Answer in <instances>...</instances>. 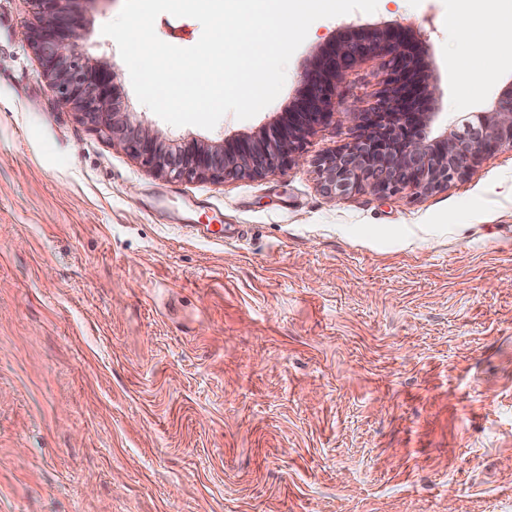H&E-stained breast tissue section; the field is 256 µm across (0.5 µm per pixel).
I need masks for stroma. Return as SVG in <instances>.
I'll return each instance as SVG.
<instances>
[{
	"instance_id": "35a3bbf8",
	"label": "stroma",
	"mask_w": 512,
	"mask_h": 512,
	"mask_svg": "<svg viewBox=\"0 0 512 512\" xmlns=\"http://www.w3.org/2000/svg\"><path fill=\"white\" fill-rule=\"evenodd\" d=\"M122 5L72 0L81 50L171 147L278 118L351 25L428 44L436 130L512 83L491 53L459 76L465 17L499 0H380L313 22L253 118L175 127L101 32ZM32 20L0 0V512H512V149L429 193L335 204L309 164L172 181L59 104ZM382 77L370 61L342 84L308 159L351 139L345 111Z\"/></svg>"
}]
</instances>
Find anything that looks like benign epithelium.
<instances>
[{
	"label": "benign epithelium",
	"instance_id": "obj_1",
	"mask_svg": "<svg viewBox=\"0 0 512 512\" xmlns=\"http://www.w3.org/2000/svg\"><path fill=\"white\" fill-rule=\"evenodd\" d=\"M29 2L35 23L28 41L39 62V76L63 106L119 140L130 155L160 175L223 182L259 179L308 163L335 203L366 189L391 197L446 187L470 174L483 155L512 148V83L490 111L474 116L460 130L431 136L435 88L420 67L426 44L385 25L323 49L301 72L288 111L258 133L211 146L189 139L173 152L150 126L131 121L119 105L115 72L79 52L84 27L81 18L67 10L70 0ZM375 59L387 77L371 105L349 111L357 134L330 153L307 158L304 142L335 115L339 84Z\"/></svg>",
	"mask_w": 512,
	"mask_h": 512
}]
</instances>
